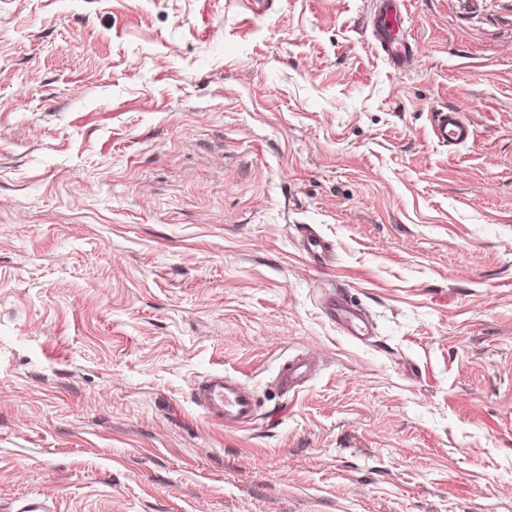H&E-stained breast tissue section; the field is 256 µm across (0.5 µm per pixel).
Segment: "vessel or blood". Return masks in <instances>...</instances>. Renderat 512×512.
<instances>
[{"mask_svg":"<svg viewBox=\"0 0 512 512\" xmlns=\"http://www.w3.org/2000/svg\"><path fill=\"white\" fill-rule=\"evenodd\" d=\"M403 7L404 0H376L371 24L372 48L381 52L397 71L410 68L416 58L415 45L401 34L405 21ZM432 135L438 145L458 146L470 141L473 127L462 112L446 107L433 112ZM323 309L342 334L357 340L369 335L365 313L348 292L331 291ZM197 402L206 415L222 421L228 430L247 428L255 419L253 391L220 372L211 374L199 387Z\"/></svg>","mask_w":512,"mask_h":512,"instance_id":"b4317fda","label":"vessel or blood"}]
</instances>
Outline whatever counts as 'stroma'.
I'll list each match as a JSON object with an SVG mask.
<instances>
[{"instance_id":"obj_1","label":"stroma","mask_w":512,"mask_h":512,"mask_svg":"<svg viewBox=\"0 0 512 512\" xmlns=\"http://www.w3.org/2000/svg\"><path fill=\"white\" fill-rule=\"evenodd\" d=\"M372 8L0 0V512H512V0ZM403 7L404 0H377L371 24V47L396 71L410 68L416 58V46L400 35L405 21ZM432 135L440 146L464 145L473 136V127L463 112L445 107L432 113ZM323 309L328 320L345 336L363 340L369 335V323L365 313L348 292L333 289L325 299ZM197 402L206 415L224 422L225 430L247 428L255 419L253 391L221 372L211 374L198 388Z\"/></svg>"}]
</instances>
